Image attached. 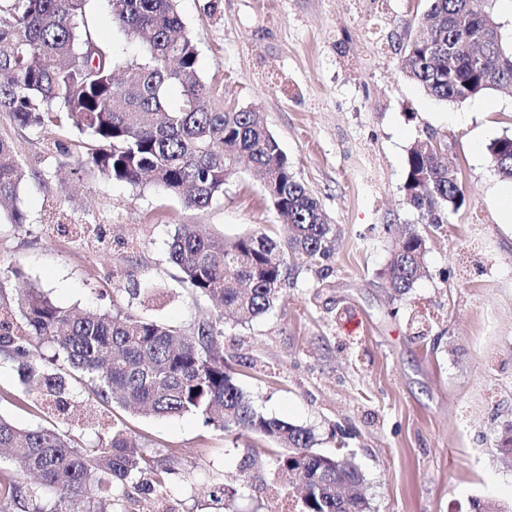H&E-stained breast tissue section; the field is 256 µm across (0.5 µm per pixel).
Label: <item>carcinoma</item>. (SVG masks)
Listing matches in <instances>:
<instances>
[{"label":"carcinoma","mask_w":512,"mask_h":512,"mask_svg":"<svg viewBox=\"0 0 512 512\" xmlns=\"http://www.w3.org/2000/svg\"><path fill=\"white\" fill-rule=\"evenodd\" d=\"M87 2L0 0V115L47 134V154H75L88 173L133 186L153 183L196 210L224 195L246 157L263 176L283 236L257 230L204 237L179 224L169 260L186 288L210 301V319L180 328L116 304L73 312L33 289L0 313V357L17 365L26 391L61 420L71 417V392L66 378L43 364L44 349L107 406L159 417L193 413L215 430L271 441L278 451L267 466L284 487L302 486L298 512H368L355 456L318 453L311 429L257 410L224 361V315L245 325L273 309L294 279L295 259L330 255L333 225L296 178L263 113L216 105L213 86L197 74L198 50L177 0H106L113 23L142 40L140 55L123 64L89 27ZM427 2L426 31L404 49L408 80L445 103L512 86V48L487 0ZM174 87L180 93L172 104ZM69 128L88 140L65 144L58 134ZM488 151L499 176L512 182V136L493 140ZM406 168V202L426 223L443 224L463 205L458 172L433 136L414 143ZM30 174L49 183L50 176L26 170L16 141L0 135V205L13 224L24 221L16 201ZM425 249V236L407 227L386 269L395 296H407L427 275ZM0 448L16 475L34 479L30 487L0 481V512H117L128 485L150 473L147 491L158 494L174 473L115 421L97 442L81 446L56 425L20 427L0 417Z\"/></svg>","instance_id":"1"}]
</instances>
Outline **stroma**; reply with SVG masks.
Instances as JSON below:
<instances>
[{
    "instance_id": "1",
    "label": "stroma",
    "mask_w": 512,
    "mask_h": 512,
    "mask_svg": "<svg viewBox=\"0 0 512 512\" xmlns=\"http://www.w3.org/2000/svg\"><path fill=\"white\" fill-rule=\"evenodd\" d=\"M196 42L198 73L224 105L258 108L295 176L319 199L336 242L325 266L300 264L283 302L246 325L224 326V360L267 416L315 434L316 450L351 451L370 512H474L493 501L512 512V462L498 449L512 428V227L501 224L502 182L488 145L512 134V91L462 103L428 97L400 72L426 0H179ZM87 20L119 61L137 46L112 21L106 0H89ZM447 139L466 202L432 228L407 205L411 146L427 133ZM49 186L21 188L25 223L0 222V293L15 303L27 288L49 291L68 309L128 305L132 288H158L145 316L187 326L208 316L168 260L178 224L233 238L271 237L281 221L262 183L240 167L203 211L163 189L88 176L76 163ZM100 229L127 241L123 255L94 250L55 224ZM412 224L427 235L428 273L395 298L383 276L395 235ZM133 278L117 279L118 267ZM71 432L95 442L117 420L175 472L162 495L128 489L123 512H283L288 501L263 467L248 486L239 465L267 447L207 427L193 414L158 417L103 409L82 385ZM0 416L23 427L50 425L14 366L0 364ZM236 488L217 500L218 486Z\"/></svg>"
}]
</instances>
